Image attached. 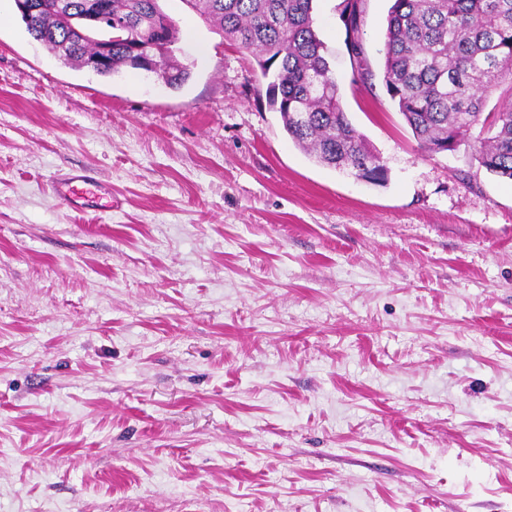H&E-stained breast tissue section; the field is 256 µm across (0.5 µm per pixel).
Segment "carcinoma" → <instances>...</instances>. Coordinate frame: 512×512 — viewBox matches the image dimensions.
<instances>
[{"mask_svg":"<svg viewBox=\"0 0 512 512\" xmlns=\"http://www.w3.org/2000/svg\"><path fill=\"white\" fill-rule=\"evenodd\" d=\"M112 16L130 29H112V65L94 74L112 77L135 62L136 41L177 38L160 0H108ZM205 22L252 52L267 80L266 98L284 130L322 165L375 185L387 170L347 117L340 87L315 28V0H185ZM362 0H344L342 19L353 57ZM28 34L55 55L89 68L98 42L57 10L37 13ZM151 74L172 88L190 68L161 53L149 56ZM384 82L391 99L428 154L468 146L485 170L512 181V107L485 113L500 89L512 95V0H394L387 19Z\"/></svg>","mask_w":512,"mask_h":512,"instance_id":"carcinoma-1","label":"carcinoma"}]
</instances>
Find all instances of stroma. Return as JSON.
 I'll use <instances>...</instances> for the list:
<instances>
[{"label":"stroma","mask_w":512,"mask_h":512,"mask_svg":"<svg viewBox=\"0 0 512 512\" xmlns=\"http://www.w3.org/2000/svg\"><path fill=\"white\" fill-rule=\"evenodd\" d=\"M391 0L315 27L385 185L318 164L256 58L161 0L191 77L0 14V512H512V183L427 155ZM86 168L112 190H53ZM20 12L27 17L45 7L36 0H16ZM24 22V21H23ZM28 34L37 42L47 46L55 55L66 62H73L79 68L89 71V63L97 54V40L82 27L74 26L58 10L38 12L30 21L24 22ZM137 44L130 39L127 29L112 26V65L111 68L93 71L100 77H113L122 73L126 68L141 70L135 62L137 53L133 47ZM110 57V47L106 44L99 46V53L92 62L93 67H101ZM362 2V0H344L342 9L347 44L352 56L360 60L363 51L357 39V34L362 21ZM152 75L161 77L165 84L178 88L182 86L191 76L190 68L180 63L175 56L164 58L160 52L149 55Z\"/></svg>","instance_id":"35a3bbf8"}]
</instances>
